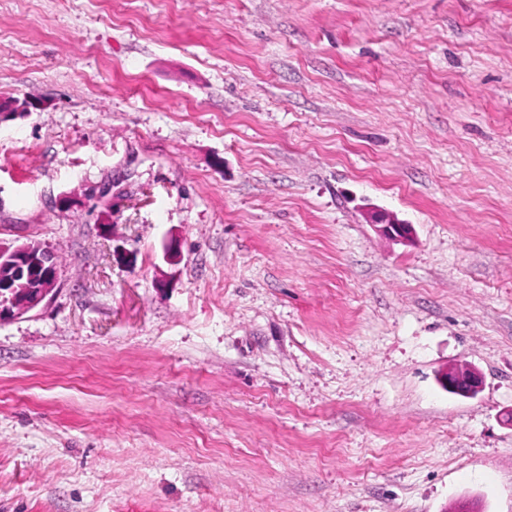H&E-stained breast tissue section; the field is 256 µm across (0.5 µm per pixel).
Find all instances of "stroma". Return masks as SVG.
Returning <instances> with one entry per match:
<instances>
[{"instance_id":"stroma-1","label":"stroma","mask_w":512,"mask_h":512,"mask_svg":"<svg viewBox=\"0 0 512 512\" xmlns=\"http://www.w3.org/2000/svg\"><path fill=\"white\" fill-rule=\"evenodd\" d=\"M6 99L0 512H512V0H0ZM1 268L0 295L6 303L0 309V323L37 308L58 285L55 255L36 240L16 246L0 244ZM448 390L463 397H473L483 386V377L473 368H452L440 374Z\"/></svg>"}]
</instances>
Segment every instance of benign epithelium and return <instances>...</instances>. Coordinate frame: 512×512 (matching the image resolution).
Here are the masks:
<instances>
[{
    "instance_id": "1",
    "label": "benign epithelium",
    "mask_w": 512,
    "mask_h": 512,
    "mask_svg": "<svg viewBox=\"0 0 512 512\" xmlns=\"http://www.w3.org/2000/svg\"><path fill=\"white\" fill-rule=\"evenodd\" d=\"M392 238L408 242L413 238L410 224H402L386 215L380 219ZM0 295L6 300L0 309V323L9 322L37 308L55 291L58 268L53 252L36 240L16 246L0 244ZM448 390L463 397H473L483 386L481 373L473 368H452L440 374Z\"/></svg>"
}]
</instances>
